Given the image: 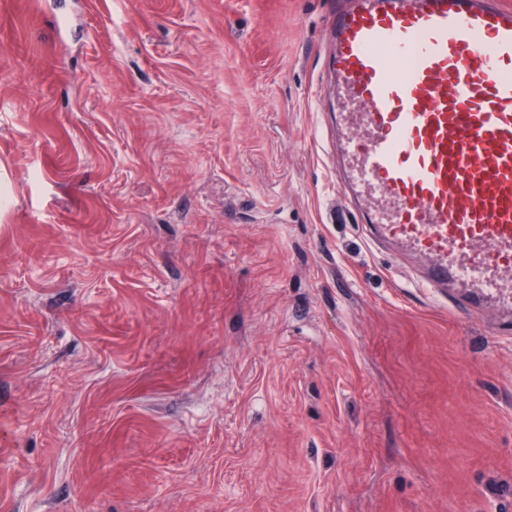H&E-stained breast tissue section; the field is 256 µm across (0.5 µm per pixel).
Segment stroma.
Instances as JSON below:
<instances>
[{
  "label": "stroma",
  "instance_id": "stroma-1",
  "mask_svg": "<svg viewBox=\"0 0 512 512\" xmlns=\"http://www.w3.org/2000/svg\"><path fill=\"white\" fill-rule=\"evenodd\" d=\"M326 0H0V512H512V314L338 193Z\"/></svg>",
  "mask_w": 512,
  "mask_h": 512
}]
</instances>
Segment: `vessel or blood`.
I'll return each mask as SVG.
<instances>
[{
    "instance_id": "b4317fda",
    "label": "vessel or blood",
    "mask_w": 512,
    "mask_h": 512,
    "mask_svg": "<svg viewBox=\"0 0 512 512\" xmlns=\"http://www.w3.org/2000/svg\"><path fill=\"white\" fill-rule=\"evenodd\" d=\"M344 163L369 239L426 257L418 283L512 312V7L334 0Z\"/></svg>"
}]
</instances>
